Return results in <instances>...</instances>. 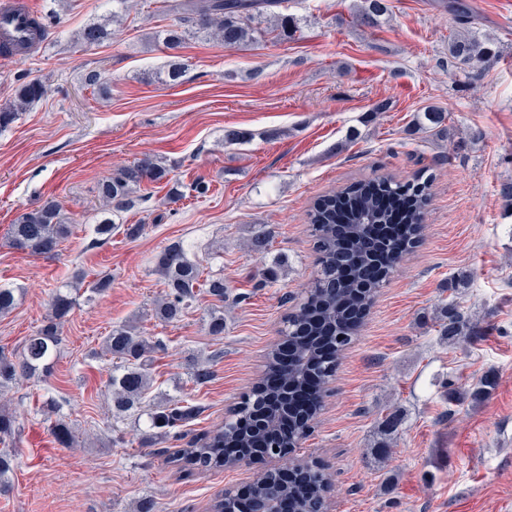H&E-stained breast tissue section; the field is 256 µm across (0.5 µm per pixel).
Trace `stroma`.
I'll use <instances>...</instances> for the list:
<instances>
[{"mask_svg": "<svg viewBox=\"0 0 512 512\" xmlns=\"http://www.w3.org/2000/svg\"><path fill=\"white\" fill-rule=\"evenodd\" d=\"M31 2L48 25L45 46L0 57V104L22 82L47 88L0 130V285L22 294L0 316V347L19 350L45 323L57 287L71 285L76 304L50 374L9 394L20 431L0 512H132L144 498L155 512H209L218 493L248 485L260 464L180 473L140 447L145 421L108 411L115 360L104 340L126 322L163 339L149 398L197 404L190 433L213 429L251 389L316 274L310 207L382 174L430 176L427 228L344 351L296 455L325 464L330 512H500L512 500V198L503 192L512 183V0H389L373 27L357 20L355 0H288L300 21L291 39L261 37L239 49L189 39L187 73L176 85L158 77L167 60L158 35L172 16L142 0L116 21L112 0ZM107 18L111 40L78 42L84 26ZM463 25L491 43L485 62L449 56L448 37ZM91 70L108 91L85 86ZM430 105L448 114L438 135L412 128ZM228 129L249 137L226 144ZM146 156L168 168V181L143 184L133 207L114 218L121 228L142 225L141 234L120 229L101 240L98 181ZM198 181L206 195H196ZM175 182L183 192L176 202ZM49 198L60 203L69 236L49 254L12 248L11 224ZM256 224L272 230L263 253L247 247ZM174 242L227 290L220 301L200 295L168 325L153 314L166 289L154 259ZM276 257L286 262L283 277L261 285V269ZM104 275L111 287L93 292ZM449 302L479 336H439L435 319ZM219 306L217 338L206 316ZM206 359L214 375L195 384L191 365ZM485 380L488 393L472 398ZM50 397L75 428L77 447L53 441ZM389 421L397 429L380 462L372 447Z\"/></svg>", "mask_w": 512, "mask_h": 512, "instance_id": "stroma-1", "label": "stroma"}]
</instances>
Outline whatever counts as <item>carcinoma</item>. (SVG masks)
I'll return each instance as SVG.
<instances>
[{"label": "carcinoma", "mask_w": 512, "mask_h": 512, "mask_svg": "<svg viewBox=\"0 0 512 512\" xmlns=\"http://www.w3.org/2000/svg\"><path fill=\"white\" fill-rule=\"evenodd\" d=\"M282 0H161L159 9L174 16V23L163 33L164 47L171 51L164 77L170 82L180 80L186 72L185 64L175 54L186 37L210 36L224 42V47L235 49L254 42L256 24L267 18L271 25L264 33L277 41L290 38L298 29V19L292 14L277 11ZM389 8L388 0H361L357 18L370 26L378 22ZM109 23H91L84 27L79 41L86 46H97L110 38ZM449 54L465 63L483 61L491 49L467 30L451 36ZM45 86L31 80L23 83L16 99L0 106V129L8 127L18 113L42 99ZM447 114L441 108L429 106L417 116L420 130L433 132L441 128ZM168 170L147 158L123 167L115 174L98 182L96 192L103 205L123 211L134 205L135 189L145 181L160 182ZM431 180L416 178L401 182L389 175L352 183L313 204L308 213L311 237L317 254V272L305 291L301 303L284 318L279 336L293 350L292 360L278 362L280 347L268 353L264 371L251 392L241 398L224 420V424L186 442V447L167 454L166 462L180 472H209L225 467L226 448H257L264 457L276 450L291 448L306 439L313 429L315 417L327 385L336 373L343 351L355 340L362 319L369 311L388 275L402 261L406 253L420 242L424 229L425 208L430 198ZM383 193L411 199L408 221L403 235L397 240L374 241L368 234L371 224L386 223V214L378 209L376 195ZM343 212L347 223L345 231L350 247L340 245L336 235V213ZM70 225L53 199L45 200L38 208L17 217L10 230L13 248L32 254L53 251L67 238ZM271 239V231L263 224L254 226L249 241L253 251H263ZM155 269L167 286L165 296L155 304L156 317L164 323L179 321L193 307L201 290L224 300V279L202 278L201 264L189 259L184 246L175 242L156 256ZM20 292L0 286V315L10 313L17 305ZM75 303L70 292L60 288L52 297L47 322L27 339L22 352L16 354L0 350V444L18 436L17 415L1 400L6 392L23 378L44 375L50 371V358L60 344V325ZM439 333L450 338H465L479 334V328L466 323L448 303L441 315ZM164 343L152 336H142L136 327L125 324L112 329L105 340L106 352L120 360L112 371L108 404L114 413H125L146 402L151 389L148 357L163 348ZM320 380L315 405L303 419H292L288 436L275 434L283 414L275 411L278 391L267 389L265 378L273 374L281 378L279 388L289 386L298 390L309 373ZM201 408L182 399H170L152 406L148 412L149 424L142 433L140 445L154 448L159 444L186 438L182 427L189 424ZM55 442L63 448L77 445L69 422L57 418L51 427ZM278 455V454H276ZM283 464L261 472L251 484L254 499H263L278 505L289 501L293 512H319L328 504L327 493L331 483L327 473L315 466L302 470L297 482H285L284 470L292 461L287 453L278 455ZM15 456L8 450L0 451V494L9 491V474L14 470ZM212 512H242L238 493L226 499L217 498Z\"/></svg>", "instance_id": "carcinoma-1"}]
</instances>
